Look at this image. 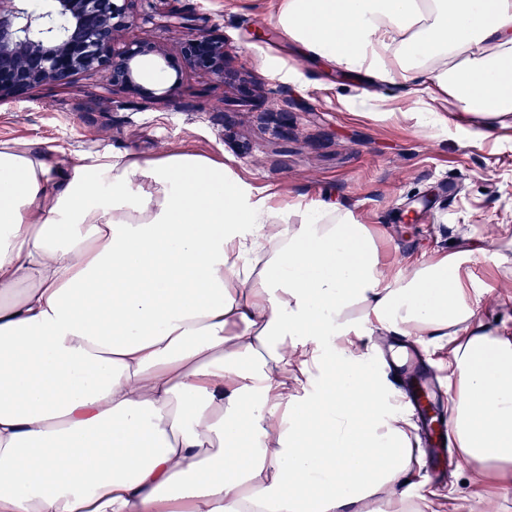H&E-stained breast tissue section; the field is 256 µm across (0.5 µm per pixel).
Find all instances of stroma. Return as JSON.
<instances>
[{"label":"stroma","instance_id":"1","mask_svg":"<svg viewBox=\"0 0 512 512\" xmlns=\"http://www.w3.org/2000/svg\"><path fill=\"white\" fill-rule=\"evenodd\" d=\"M274 0H138V24L124 41L167 45L168 64L144 60L141 83L180 81L166 105L112 88L101 73L35 90L31 101L0 104V141L51 140L71 151L103 147L152 159L171 149L223 162L255 194L311 208L349 210L375 234L382 258L398 266L469 251L465 264L494 292L479 316L487 329L512 320V125L463 116L456 102L429 112L427 93L334 66L269 21ZM192 14L223 35L228 79L217 84L185 66L170 12ZM429 490L461 485L468 463L425 452Z\"/></svg>","mask_w":512,"mask_h":512}]
</instances>
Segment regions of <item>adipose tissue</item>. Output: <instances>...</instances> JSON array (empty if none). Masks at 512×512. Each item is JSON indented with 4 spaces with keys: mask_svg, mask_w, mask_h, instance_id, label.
<instances>
[{
    "mask_svg": "<svg viewBox=\"0 0 512 512\" xmlns=\"http://www.w3.org/2000/svg\"><path fill=\"white\" fill-rule=\"evenodd\" d=\"M312 55L512 115V0H280ZM453 253L404 271L366 225L223 163L0 141V512H420L375 332L447 350L448 434L512 484V336ZM499 317V321H496ZM510 319L512 327V303H502L497 300L495 295H486L483 298V306L479 316V321L488 329H496L503 320Z\"/></svg>",
    "mask_w": 512,
    "mask_h": 512,
    "instance_id": "1",
    "label": "adipose tissue"
}]
</instances>
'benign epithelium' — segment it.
I'll return each mask as SVG.
<instances>
[{"mask_svg": "<svg viewBox=\"0 0 512 512\" xmlns=\"http://www.w3.org/2000/svg\"><path fill=\"white\" fill-rule=\"evenodd\" d=\"M137 0H0V102H23L43 86L65 85L90 70L108 73L112 86L158 103L172 97L178 82L153 95L139 82L138 59L167 57L155 42L119 44L137 23ZM183 30L184 64L224 83V38L176 17Z\"/></svg>", "mask_w": 512, "mask_h": 512, "instance_id": "benign-epithelium-1", "label": "benign epithelium"}]
</instances>
